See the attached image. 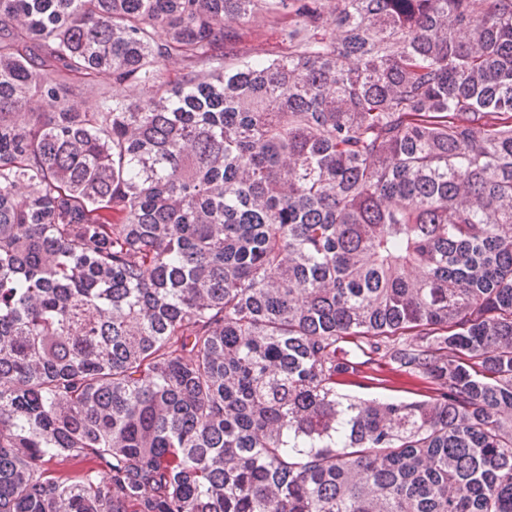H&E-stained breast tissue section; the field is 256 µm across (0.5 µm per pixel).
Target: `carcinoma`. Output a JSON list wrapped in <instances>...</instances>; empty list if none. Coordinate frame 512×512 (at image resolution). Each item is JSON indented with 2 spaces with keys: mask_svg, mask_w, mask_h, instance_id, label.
Segmentation results:
<instances>
[{
  "mask_svg": "<svg viewBox=\"0 0 512 512\" xmlns=\"http://www.w3.org/2000/svg\"><path fill=\"white\" fill-rule=\"evenodd\" d=\"M0 512H512V0H0Z\"/></svg>",
  "mask_w": 512,
  "mask_h": 512,
  "instance_id": "cac0c4a2",
  "label": "carcinoma"
}]
</instances>
